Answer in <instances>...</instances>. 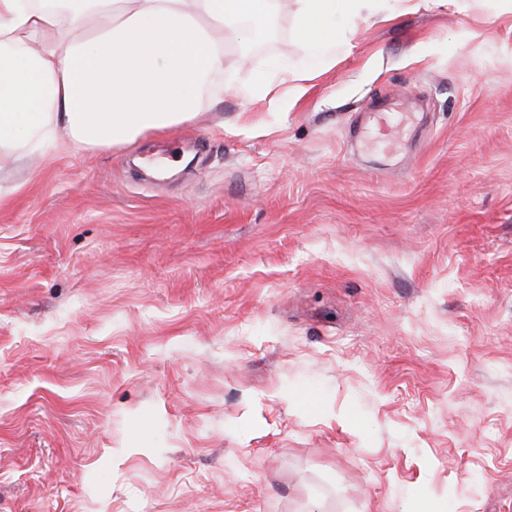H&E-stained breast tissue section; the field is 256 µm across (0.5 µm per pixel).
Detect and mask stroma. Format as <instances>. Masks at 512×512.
Wrapping results in <instances>:
<instances>
[{"mask_svg": "<svg viewBox=\"0 0 512 512\" xmlns=\"http://www.w3.org/2000/svg\"><path fill=\"white\" fill-rule=\"evenodd\" d=\"M295 10L187 125L0 154V512H512V0L299 96Z\"/></svg>", "mask_w": 512, "mask_h": 512, "instance_id": "obj_1", "label": "stroma"}]
</instances>
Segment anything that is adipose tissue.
<instances>
[{
    "mask_svg": "<svg viewBox=\"0 0 512 512\" xmlns=\"http://www.w3.org/2000/svg\"><path fill=\"white\" fill-rule=\"evenodd\" d=\"M297 2L316 74L376 0ZM273 15L274 0H0V148L122 147L182 126L224 86L225 34Z\"/></svg>",
    "mask_w": 512,
    "mask_h": 512,
    "instance_id": "1",
    "label": "adipose tissue"
}]
</instances>
